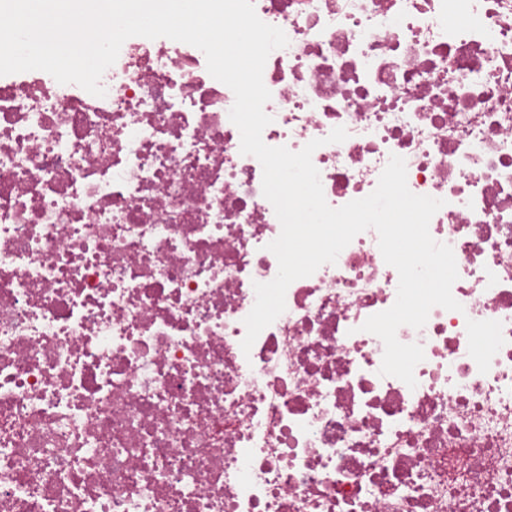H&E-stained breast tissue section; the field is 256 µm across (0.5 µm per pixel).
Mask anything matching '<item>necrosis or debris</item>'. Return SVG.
I'll use <instances>...</instances> for the list:
<instances>
[{
    "label": "necrosis or debris",
    "instance_id": "1",
    "mask_svg": "<svg viewBox=\"0 0 512 512\" xmlns=\"http://www.w3.org/2000/svg\"><path fill=\"white\" fill-rule=\"evenodd\" d=\"M254 7L289 40L264 143L323 139L334 208L404 158L460 310L398 328L416 388L380 376L369 229L243 353L281 225L204 53L129 38L102 97L0 76V512H512V0Z\"/></svg>",
    "mask_w": 512,
    "mask_h": 512
}]
</instances>
